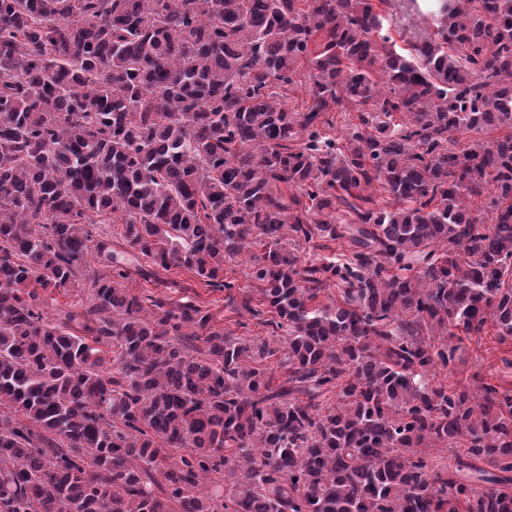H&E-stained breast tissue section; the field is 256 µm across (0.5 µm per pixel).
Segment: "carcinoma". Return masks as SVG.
Instances as JSON below:
<instances>
[{
    "label": "carcinoma",
    "mask_w": 512,
    "mask_h": 512,
    "mask_svg": "<svg viewBox=\"0 0 512 512\" xmlns=\"http://www.w3.org/2000/svg\"><path fill=\"white\" fill-rule=\"evenodd\" d=\"M298 2L0 0V512H512V389L428 380L512 336V0H434L406 54L371 0ZM317 239L347 250L301 258ZM122 245L220 290L263 246L229 306L283 346L132 292ZM90 258L112 274L46 318ZM309 63L303 61L295 76L297 83L289 87L283 98L284 106L293 112H304L310 103ZM358 114L350 103L343 101L340 106L334 105L331 112H325L323 118H326L330 125L323 124L320 129L342 143L345 135L350 131L351 124L358 123ZM262 252V247L255 246L248 253L224 265V275L233 279L236 283L237 289L233 290V294L238 302L241 301L242 293L248 292L249 288H251L252 282L249 278V272L253 262L252 259L255 256L261 255ZM81 286L79 288H71L69 292L55 291L49 293L46 300V306L43 309L44 315L49 320H54L60 310H67L69 307H73V304L77 302L85 303L88 301L90 294L89 282L80 279Z\"/></svg>",
    "instance_id": "carcinoma-1"
}]
</instances>
